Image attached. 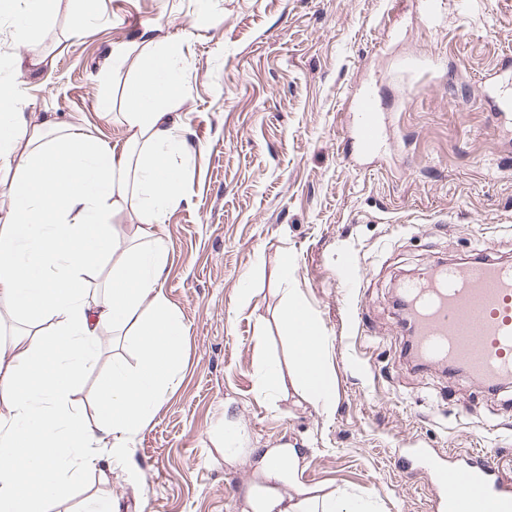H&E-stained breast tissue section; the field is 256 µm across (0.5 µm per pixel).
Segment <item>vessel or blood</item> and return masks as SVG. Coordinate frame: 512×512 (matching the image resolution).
<instances>
[{"label":"vessel or blood","mask_w":512,"mask_h":512,"mask_svg":"<svg viewBox=\"0 0 512 512\" xmlns=\"http://www.w3.org/2000/svg\"><path fill=\"white\" fill-rule=\"evenodd\" d=\"M358 157L379 153L386 120L369 90L355 101L349 130ZM415 355L426 364L464 368L480 385L512 384V263L483 258L439 263L405 282ZM433 487L432 512H512V484L497 456L465 449L422 450Z\"/></svg>","instance_id":"obj_1"}]
</instances>
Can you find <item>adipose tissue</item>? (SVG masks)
Masks as SVG:
<instances>
[{
    "instance_id": "adipose-tissue-1",
    "label": "adipose tissue",
    "mask_w": 512,
    "mask_h": 512,
    "mask_svg": "<svg viewBox=\"0 0 512 512\" xmlns=\"http://www.w3.org/2000/svg\"><path fill=\"white\" fill-rule=\"evenodd\" d=\"M113 72H126L122 147L74 122L27 125L24 99L0 94V306L25 324L0 351V512H47L73 471L102 458L128 461V443L150 423L179 371L187 329L162 286L169 245L154 227L186 199L188 145L172 106L186 96L189 64L177 41L119 46ZM130 212L138 240L114 243L113 222ZM112 270L101 291L91 277ZM291 351V382L303 399L332 413L336 389L329 338L298 289L284 291L281 314ZM128 331L137 366L113 365L95 421L74 404L97 356L101 328ZM301 449L261 451L251 512H379L371 496L323 490L297 479Z\"/></svg>"
}]
</instances>
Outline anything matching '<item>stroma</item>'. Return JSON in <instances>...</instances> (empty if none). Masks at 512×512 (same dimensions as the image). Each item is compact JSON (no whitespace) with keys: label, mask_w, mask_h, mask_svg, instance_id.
Here are the masks:
<instances>
[{"label":"stroma","mask_w":512,"mask_h":512,"mask_svg":"<svg viewBox=\"0 0 512 512\" xmlns=\"http://www.w3.org/2000/svg\"><path fill=\"white\" fill-rule=\"evenodd\" d=\"M197 0H95L89 29L60 9L30 43L0 14V81L17 86L31 124L75 120L109 142L127 137L115 46L180 39L190 90L175 113L203 155L188 198L156 230L170 246L163 275L188 328L183 366L134 464L86 470L50 512H80L87 496L115 512H243L253 449L301 448L313 487L373 494L382 512H430L416 449L489 448L512 480V388L491 391L443 366L414 367L393 297L439 260L478 251L512 260V125L496 119L512 75V0H209L216 21L196 25ZM379 93L391 141L353 162L345 139L358 92ZM288 260L331 340L336 407L326 415L283 385L254 392L259 356L285 360L278 270ZM359 263L355 282L343 267ZM254 290L237 301L243 277ZM363 305V324L352 307ZM99 356L76 397L86 416L113 364L135 366L127 336L100 333ZM241 435L228 462L217 437Z\"/></svg>","instance_id":"35a3bbf8"}]
</instances>
